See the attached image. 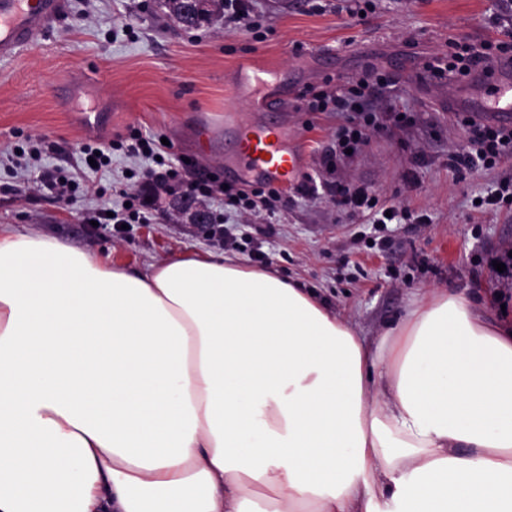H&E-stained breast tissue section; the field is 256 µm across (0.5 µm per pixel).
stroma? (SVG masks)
Here are the masks:
<instances>
[{
    "instance_id": "35a3bbf8",
    "label": "stroma",
    "mask_w": 512,
    "mask_h": 512,
    "mask_svg": "<svg viewBox=\"0 0 512 512\" xmlns=\"http://www.w3.org/2000/svg\"><path fill=\"white\" fill-rule=\"evenodd\" d=\"M66 2L63 21L35 45L0 60V225L111 255L136 274L184 251L226 254L249 266L259 248L265 268L317 293L368 341L400 323L414 295L433 288L466 292L492 316L512 312V288H501L492 269L497 255L512 250V209L475 205L501 174H512V158L456 181L448 155L467 146L469 133L446 108L448 79L387 88L388 100L414 112L417 125L402 140L377 134L346 170L349 180L367 183L385 199L399 196L432 218L390 225L380 247L368 246L373 225L338 213L324 194L289 192L287 205L271 217L225 214L224 230L236 240L231 250L211 237L208 225L175 217L170 208L194 180L223 176L236 163L223 129L204 130L201 120L223 119L228 109L241 122L253 119L228 80L237 62L285 77L288 132L303 144L304 175L313 176L336 120L307 112L306 89L371 68L385 75L404 65L419 71L447 53L449 41L497 39L499 20L512 22V0H253L251 18L195 29L163 23L157 0ZM323 47L332 50V60L318 56ZM68 85L86 86L108 108L100 141L137 128L168 137L174 157L196 160V169L182 174L171 192L154 197L146 184L136 185L149 200L151 223L129 225L120 234L87 223L95 209L119 207L109 190L138 162L116 155L109 170L84 169L80 148L92 136L74 124V103L58 97ZM28 137L57 144L42 165L69 171L80 182L83 192L73 204L37 194L38 170L12 163L10 149ZM410 168L419 185L404 182Z\"/></svg>"
}]
</instances>
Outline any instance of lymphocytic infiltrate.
Returning a JSON list of instances; mask_svg holds the SVG:
<instances>
[{"label": "lymphocytic infiltrate", "instance_id": "lymphocytic-infiltrate-1", "mask_svg": "<svg viewBox=\"0 0 512 512\" xmlns=\"http://www.w3.org/2000/svg\"><path fill=\"white\" fill-rule=\"evenodd\" d=\"M511 54L512 29H509L505 31L503 40L494 44L488 42L478 48L466 43H451L448 55L433 58L425 68L440 78L464 76L476 64L488 65ZM392 82L391 76L367 71L333 89L311 87L307 90V110L314 115L333 114L338 119L332 142L320 155L321 167L331 175L325 187L337 211L351 216L368 215L370 223L377 225L400 222L425 224L429 221L428 215L416 213L401 202L377 200L368 186L351 183L339 176L351 154L361 153L373 134L383 129L405 133L414 125L415 118L411 112L393 106L379 107L378 101L384 89ZM464 124L470 131L468 150L448 155V167L457 179H464L467 172L478 167L495 169L504 159L512 157V127L481 124L470 118L465 119ZM116 153L140 160L137 175L145 183L163 188L178 175L170 146L162 144L157 134L137 130L125 139L116 137L107 143L93 142L82 148L83 157L95 158L101 170L111 165L112 156ZM190 190L200 203L217 205L229 213H271L285 196L282 189L273 186H226L215 177L192 182Z\"/></svg>", "mask_w": 512, "mask_h": 512}]
</instances>
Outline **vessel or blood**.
Wrapping results in <instances>:
<instances>
[{"label":"vessel or blood","mask_w":512,"mask_h":512,"mask_svg":"<svg viewBox=\"0 0 512 512\" xmlns=\"http://www.w3.org/2000/svg\"><path fill=\"white\" fill-rule=\"evenodd\" d=\"M65 13V0H0V58L13 56L35 42ZM235 73L234 92L249 99L254 111H286V103L275 100L271 93L279 79L277 71L242 63ZM448 109L482 124L512 126V59L502 58L472 70L452 89ZM224 126L234 133L241 173L250 182L279 186L299 178L304 152L291 142L287 124L262 120L241 127L228 112Z\"/></svg>","instance_id":"b4317fda"}]
</instances>
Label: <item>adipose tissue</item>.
Listing matches in <instances>:
<instances>
[{
  "label": "adipose tissue",
  "instance_id": "ef3b65f1",
  "mask_svg": "<svg viewBox=\"0 0 512 512\" xmlns=\"http://www.w3.org/2000/svg\"><path fill=\"white\" fill-rule=\"evenodd\" d=\"M0 512H512V319L369 343L266 268L0 227Z\"/></svg>",
  "mask_w": 512,
  "mask_h": 512
}]
</instances>
